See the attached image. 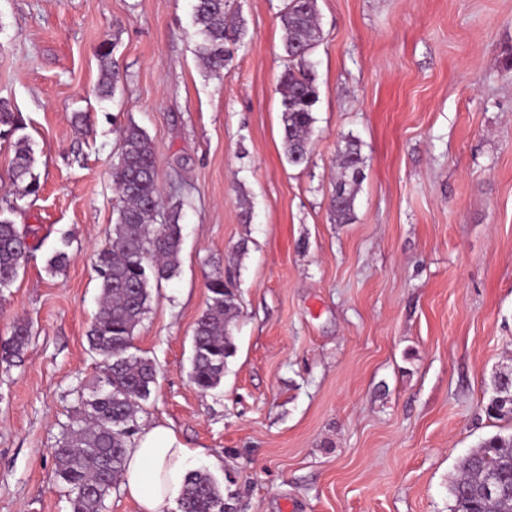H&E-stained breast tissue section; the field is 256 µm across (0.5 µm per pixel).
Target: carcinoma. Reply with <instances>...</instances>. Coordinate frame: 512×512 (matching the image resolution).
Here are the masks:
<instances>
[{
	"label": "carcinoma",
	"mask_w": 512,
	"mask_h": 512,
	"mask_svg": "<svg viewBox=\"0 0 512 512\" xmlns=\"http://www.w3.org/2000/svg\"><path fill=\"white\" fill-rule=\"evenodd\" d=\"M288 65L278 93L281 96V135L288 162H308L319 101L310 55L320 41L317 0H287L280 15ZM193 24L199 38L198 57L206 69L220 72L227 66V43H238L237 25L229 0H194ZM110 51L100 53L99 94H115L122 80L109 62ZM22 129L21 118L0 103V138ZM340 177L336 179L329 210L337 224L353 220L364 157L359 141L345 138L339 151ZM34 151L28 139L15 142L12 182L21 195L38 193L32 176ZM156 157L152 139L134 122L124 127L112 178L119 199L118 217L108 241L97 251L94 271L100 281L101 307L87 336L89 347L104 359L103 377L90 394L79 395L75 425L52 448L54 475L70 487L71 512H105V499L122 474L127 448L133 446L139 402L149 398L155 383L152 361L129 354L135 330L149 308L151 286L171 280L178 270L182 242L183 203L162 200L155 180ZM33 229L21 231L0 218V288L9 287L28 258L26 239ZM206 310L195 323L190 378L208 391L224 377L226 359L234 353L232 326L239 316L238 289L233 276L217 270L208 276ZM31 326L18 320L11 336L0 343V363L11 364L29 344ZM487 411L512 419V373L491 382ZM451 512H512V435H495L463 460L460 477L452 484ZM180 512H224V496L214 479L202 470L188 473L179 497Z\"/></svg>",
	"instance_id": "carcinoma-1"
}]
</instances>
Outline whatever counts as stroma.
I'll list each match as a JSON object with an SVG mask.
<instances>
[{"instance_id":"35a3bbf8","label":"stroma","mask_w":512,"mask_h":512,"mask_svg":"<svg viewBox=\"0 0 512 512\" xmlns=\"http://www.w3.org/2000/svg\"><path fill=\"white\" fill-rule=\"evenodd\" d=\"M285 5L234 0L246 34L214 73L192 0H0V101L41 186L19 195L0 139V215L35 231L0 290V341L15 319L32 326L0 366V512H70L51 450L103 373L94 262L131 122L164 200L183 204L178 274L152 288L133 339L157 366L137 424L173 429L231 512H450L465 456L512 434L485 410L512 371V0H317L320 101L299 167L280 126ZM104 45L123 75L107 99ZM349 135L366 167L337 224ZM65 238L69 262L48 274ZM231 263L235 352L204 392L193 328L206 275Z\"/></svg>"}]
</instances>
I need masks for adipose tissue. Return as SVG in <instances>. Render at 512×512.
I'll return each mask as SVG.
<instances>
[{
    "label": "adipose tissue",
    "instance_id": "1",
    "mask_svg": "<svg viewBox=\"0 0 512 512\" xmlns=\"http://www.w3.org/2000/svg\"><path fill=\"white\" fill-rule=\"evenodd\" d=\"M192 455L171 428H145L127 454L121 477L125 493L141 512H165L181 492Z\"/></svg>",
    "mask_w": 512,
    "mask_h": 512
}]
</instances>
